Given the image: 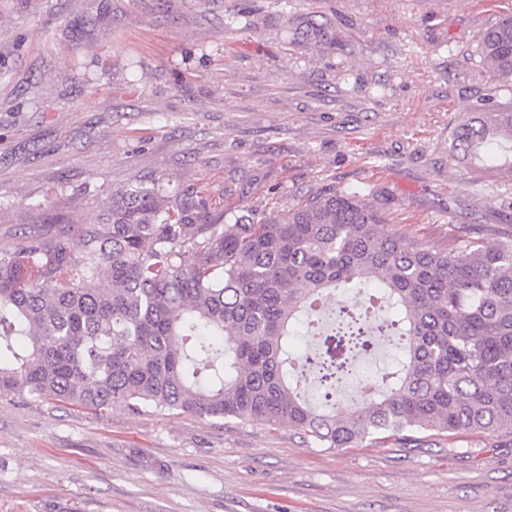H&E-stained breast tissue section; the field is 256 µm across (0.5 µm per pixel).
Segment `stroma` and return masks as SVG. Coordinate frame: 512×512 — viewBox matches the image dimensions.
Listing matches in <instances>:
<instances>
[{"instance_id": "obj_1", "label": "stroma", "mask_w": 512, "mask_h": 512, "mask_svg": "<svg viewBox=\"0 0 512 512\" xmlns=\"http://www.w3.org/2000/svg\"><path fill=\"white\" fill-rule=\"evenodd\" d=\"M511 7L0 0V251L44 213L98 223L113 191L159 175L228 216L358 187L426 248L511 238L512 181L486 189L448 157L492 86L480 33ZM312 14L335 44L294 38L287 17ZM0 512H512V441L314 448L285 424L0 394Z\"/></svg>"}]
</instances>
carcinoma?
<instances>
[{
	"instance_id": "obj_1",
	"label": "carcinoma",
	"mask_w": 512,
	"mask_h": 512,
	"mask_svg": "<svg viewBox=\"0 0 512 512\" xmlns=\"http://www.w3.org/2000/svg\"><path fill=\"white\" fill-rule=\"evenodd\" d=\"M296 29L336 42L310 16ZM479 54L494 87L451 150L478 175L511 177L512 108L495 98L512 94V12L483 30ZM41 223L0 252V394L286 423L329 449L512 430L511 238L431 250L384 232V209L351 189L226 218L204 190L174 194L162 176L110 195L99 224ZM336 294L324 349L299 362L297 327L318 335ZM376 340L403 359L340 418V388Z\"/></svg>"
}]
</instances>
